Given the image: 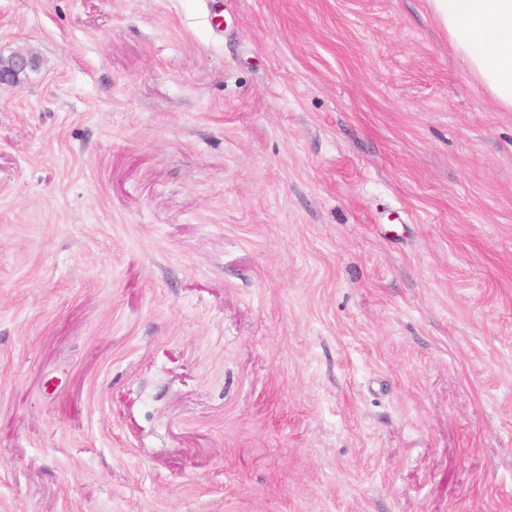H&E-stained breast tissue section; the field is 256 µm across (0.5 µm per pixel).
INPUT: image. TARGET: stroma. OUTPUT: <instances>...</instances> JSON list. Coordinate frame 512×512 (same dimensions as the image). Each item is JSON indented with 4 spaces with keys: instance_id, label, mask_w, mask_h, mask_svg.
Wrapping results in <instances>:
<instances>
[{
    "instance_id": "1",
    "label": "stroma",
    "mask_w": 512,
    "mask_h": 512,
    "mask_svg": "<svg viewBox=\"0 0 512 512\" xmlns=\"http://www.w3.org/2000/svg\"><path fill=\"white\" fill-rule=\"evenodd\" d=\"M0 512H512V112L426 0H0Z\"/></svg>"
}]
</instances>
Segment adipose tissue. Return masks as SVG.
Returning a JSON list of instances; mask_svg holds the SVG:
<instances>
[{"label":"adipose tissue","instance_id":"adipose-tissue-1","mask_svg":"<svg viewBox=\"0 0 512 512\" xmlns=\"http://www.w3.org/2000/svg\"><path fill=\"white\" fill-rule=\"evenodd\" d=\"M457 56L502 110L512 112V0H428Z\"/></svg>","mask_w":512,"mask_h":512}]
</instances>
